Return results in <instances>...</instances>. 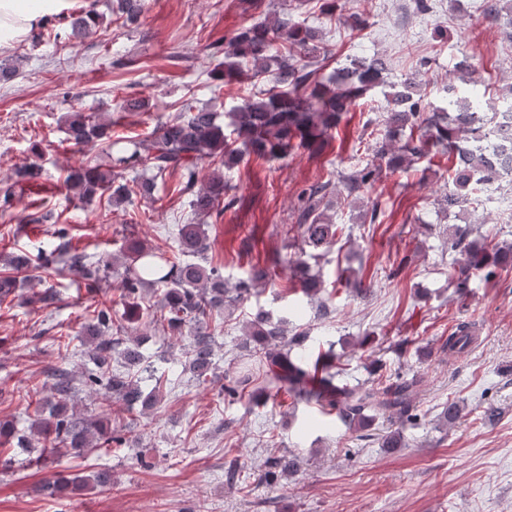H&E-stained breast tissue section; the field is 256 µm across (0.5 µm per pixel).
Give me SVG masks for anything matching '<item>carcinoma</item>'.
I'll use <instances>...</instances> for the list:
<instances>
[{"mask_svg": "<svg viewBox=\"0 0 512 512\" xmlns=\"http://www.w3.org/2000/svg\"><path fill=\"white\" fill-rule=\"evenodd\" d=\"M119 18L134 24L144 13L145 0H116ZM482 15L499 24L512 40V0H483ZM100 15L95 3L68 16L74 36H88L99 25ZM320 30L304 25L289 12L273 19L243 26L231 35L224 48V64L214 78L224 83H241L261 75L271 76L272 85L253 95L240 106L224 113V122L217 113L196 109L190 103L180 112L156 126L142 138L131 140L132 149L111 156L112 165H85L66 177V184L81 199H92L108 192L116 203L132 195H147L155 181L167 176L179 178V192L193 196L195 213L217 219L231 208L234 200L224 201V174L212 171L205 184H200V164L207 158H220L231 168L248 157L262 160L283 159L299 148L316 149L335 131L357 101L364 99L375 85L383 82L386 62L379 56L352 57L348 64L325 76L321 74ZM478 66L462 60L448 79V97L444 105L424 101L421 86L407 78L391 93L384 119V133L375 143L376 153L394 170H405L414 159L431 147H438L447 160L451 187L437 199L441 209L459 215L471 205H480L479 193L488 192L502 182L492 168L489 154L490 126L494 121L485 93L477 89L472 75ZM110 124L82 112H73L67 119L68 140L75 145H103L110 141ZM139 171L144 180L128 179L126 172ZM16 180L0 190V215L13 207L15 186L39 188L45 184L44 169L31 162L16 168ZM379 178V169L367 164L342 176L340 184L316 182L302 190L297 207L298 220L292 225L301 241L300 257L294 261V279L301 294L309 299L318 296L323 283L308 273L306 258L324 255L336 243L344 225L329 214L331 199L343 192L347 195L366 193ZM382 215L380 205L372 203L354 216L356 224H374ZM58 243L36 252L15 254L4 263L0 273V303L18 297V290L32 282L28 273L57 264L96 291L110 277V263L92 261L85 252L73 246L63 229L57 231ZM182 261L158 262L157 255L143 241L132 239L123 253L121 288L127 299L128 313L124 321L112 318L106 308H94L90 320L81 331L80 342L87 347L89 366L81 373L80 384L100 396L99 413L85 418L68 403L75 391L70 372L50 368L47 376L53 383L52 396H40L38 390L25 393L35 400L39 410L49 407V416L37 417L30 424V435L19 433L10 420H0V468L7 470L14 457L31 450L33 436L43 447L36 449L33 461L47 465L61 454V449L82 455L96 448L126 445V426L112 424L110 402L118 399L129 411L143 414L162 399V377L156 375L154 361L141 350L137 337L131 335L133 324L150 315L142 307L138 293L150 286L158 297L159 323L163 332L181 337L190 328L188 368L193 378L205 383L217 376L215 361L216 336L211 331L214 315L248 300L254 291L272 280V271L279 258L252 266L246 278L233 286L224 282V275L215 266H206L210 244L201 224H182L178 229ZM451 249L456 253L451 267V280L456 292L467 293L472 279H495L512 269V241L488 247L485 239L473 235L469 225L454 227ZM288 321L272 320L260 312L244 333V344L277 384V390L297 402L315 403L326 414L336 418L353 431H368L379 418L396 417L414 422L420 415L412 393L417 379L397 376L396 381L383 379L381 367L371 368L372 381L354 385L335 383L336 354L318 353L316 358L294 361L293 349L304 345L307 334L288 336ZM476 323L457 324L444 343L450 353L467 349L475 339ZM250 374L229 378L223 386L235 399L249 384ZM301 466L295 455H279L271 462L268 478L286 476ZM112 474L106 469L89 475L57 476L47 489L55 496L69 492L106 486Z\"/></svg>", "mask_w": 512, "mask_h": 512, "instance_id": "1", "label": "carcinoma"}]
</instances>
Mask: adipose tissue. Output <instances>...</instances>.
Returning a JSON list of instances; mask_svg holds the SVG:
<instances>
[{
    "instance_id": "adipose-tissue-1",
    "label": "adipose tissue",
    "mask_w": 512,
    "mask_h": 512,
    "mask_svg": "<svg viewBox=\"0 0 512 512\" xmlns=\"http://www.w3.org/2000/svg\"><path fill=\"white\" fill-rule=\"evenodd\" d=\"M75 0H0V50H8L38 24L68 11Z\"/></svg>"
}]
</instances>
